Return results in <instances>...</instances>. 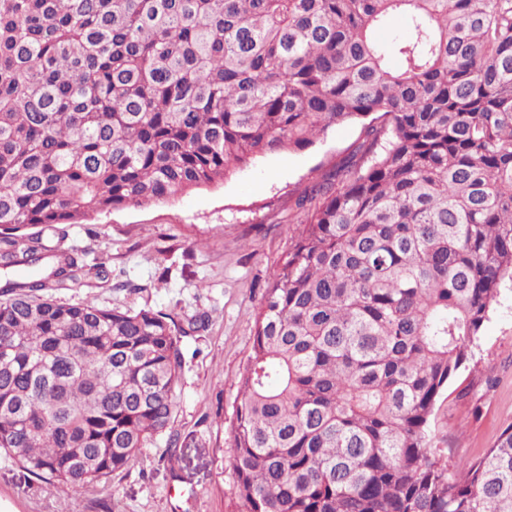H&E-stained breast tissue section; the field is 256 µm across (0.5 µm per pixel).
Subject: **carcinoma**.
Wrapping results in <instances>:
<instances>
[{
    "instance_id": "carcinoma-1",
    "label": "carcinoma",
    "mask_w": 512,
    "mask_h": 512,
    "mask_svg": "<svg viewBox=\"0 0 512 512\" xmlns=\"http://www.w3.org/2000/svg\"><path fill=\"white\" fill-rule=\"evenodd\" d=\"M364 118L260 302L237 512H512V425L453 474L428 439L512 285V0H0V451L108 485L171 431L205 324L55 299L106 278L66 226Z\"/></svg>"
}]
</instances>
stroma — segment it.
<instances>
[{
	"instance_id": "obj_1",
	"label": "stroma",
	"mask_w": 512,
	"mask_h": 512,
	"mask_svg": "<svg viewBox=\"0 0 512 512\" xmlns=\"http://www.w3.org/2000/svg\"><path fill=\"white\" fill-rule=\"evenodd\" d=\"M361 127L345 123L305 150L262 155L217 184L70 226L67 245L105 263L107 277L93 288L59 290L58 300L152 308L183 324L208 318L203 330L182 339L173 424L174 433L196 441L179 448L172 463L166 437H158L143 466L113 478L115 512H237L232 425L257 310L270 273L294 242L297 195L343 156ZM510 425L512 290L506 289L472 360L440 396L431 431L449 461H474ZM0 512H100V497L47 490L0 455Z\"/></svg>"
}]
</instances>
